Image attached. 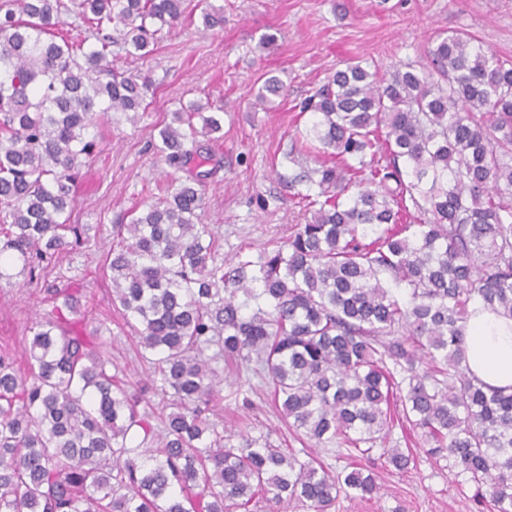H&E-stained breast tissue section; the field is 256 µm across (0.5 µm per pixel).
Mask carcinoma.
Listing matches in <instances>:
<instances>
[{"instance_id": "1", "label": "carcinoma", "mask_w": 512, "mask_h": 512, "mask_svg": "<svg viewBox=\"0 0 512 512\" xmlns=\"http://www.w3.org/2000/svg\"><path fill=\"white\" fill-rule=\"evenodd\" d=\"M63 10L89 35L60 32ZM196 10L189 0H0V288L12 286L6 264L34 280L69 253L91 132L149 106L151 79L116 68L112 47L144 56ZM429 56V67L381 75L350 65L301 103L312 119L292 151L326 159L276 175L305 184L311 217L255 255L222 257L199 222L220 165L205 168L213 157L196 122L218 132L220 113L196 101L175 113L155 147L190 182L114 225L103 261L160 385L129 392L108 351L63 312L81 289L50 286L27 371L0 353V512H254L260 501L331 512L342 492H378L361 462L330 475L267 440L225 442L206 416L220 357L259 376L315 445L366 460L391 434L396 398L474 501L512 512V392L470 375L465 340L477 301L512 319V62L463 32L437 37ZM282 89L266 78L255 104ZM157 387L161 447L139 461L127 436L154 441L138 406ZM381 456L401 473L415 463L400 448Z\"/></svg>"}]
</instances>
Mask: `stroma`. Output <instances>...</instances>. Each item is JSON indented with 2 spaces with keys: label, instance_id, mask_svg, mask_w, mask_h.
Returning a JSON list of instances; mask_svg holds the SVG:
<instances>
[{
  "label": "stroma",
  "instance_id": "1",
  "mask_svg": "<svg viewBox=\"0 0 512 512\" xmlns=\"http://www.w3.org/2000/svg\"><path fill=\"white\" fill-rule=\"evenodd\" d=\"M221 9L224 27L204 30L200 20L163 35L141 59H118L122 69L150 76L154 93L143 118L119 116L97 134L99 156L83 168L75 194L73 223L86 233L52 276L75 277L87 284L75 307L81 327L106 343L112 371L130 392L148 381L150 365L141 357L136 335L112 305V282L102 278L99 262L112 243V227L133 208L172 192L175 178L152 145L158 123H169L180 105L206 99L224 114L218 139L209 146L220 163L207 184L200 212L214 230L220 252L233 256L285 240L306 214L294 195L275 178L296 173L286 160L302 119L294 106L327 82L337 70L361 64L383 71L390 64L426 62L437 35L465 32L485 50L512 60V0H208ZM277 33L275 46L261 48L264 34ZM278 76L284 96L271 110L252 102L266 75ZM267 199L259 208L258 199ZM16 285L0 291V348L22 358L31 328L48 312L47 279L17 276ZM222 377L209 418L233 442L265 438L294 449L299 459H316L331 472L351 463L345 446L317 448L299 438L281 417L268 387L230 360L218 359ZM390 444L411 449L416 466L395 472L372 451L380 491L371 499L340 495L334 512H493L477 508L471 491L447 461L432 458L409 424L396 425Z\"/></svg>",
  "mask_w": 512,
  "mask_h": 512
}]
</instances>
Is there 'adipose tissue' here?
Masks as SVG:
<instances>
[{
    "mask_svg": "<svg viewBox=\"0 0 512 512\" xmlns=\"http://www.w3.org/2000/svg\"><path fill=\"white\" fill-rule=\"evenodd\" d=\"M467 365L493 388L512 387V319L474 305L466 324Z\"/></svg>",
    "mask_w": 512,
    "mask_h": 512,
    "instance_id": "ef3b65f1",
    "label": "adipose tissue"
}]
</instances>
